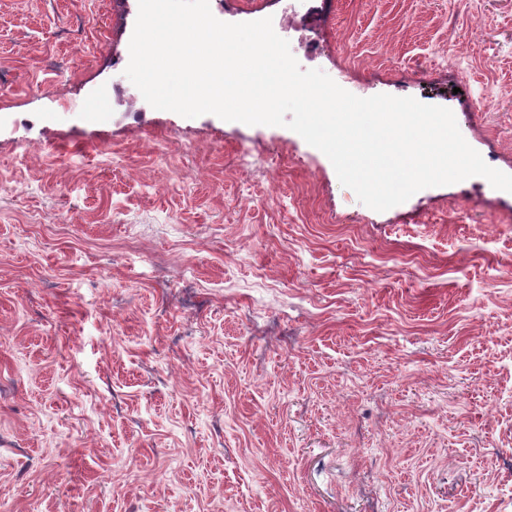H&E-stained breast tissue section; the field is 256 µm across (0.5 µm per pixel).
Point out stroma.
Wrapping results in <instances>:
<instances>
[{
    "mask_svg": "<svg viewBox=\"0 0 512 512\" xmlns=\"http://www.w3.org/2000/svg\"><path fill=\"white\" fill-rule=\"evenodd\" d=\"M112 0H0V512H512V193L383 212L151 107ZM314 63L512 174V0H333Z\"/></svg>",
    "mask_w": 512,
    "mask_h": 512,
    "instance_id": "1",
    "label": "stroma"
}]
</instances>
